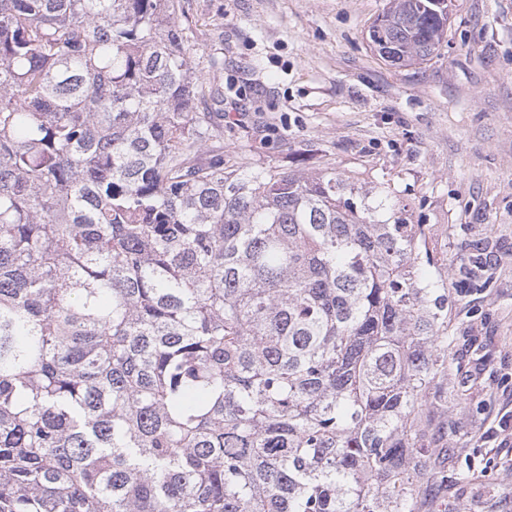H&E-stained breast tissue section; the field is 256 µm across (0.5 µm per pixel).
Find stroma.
I'll use <instances>...</instances> for the list:
<instances>
[{
	"instance_id": "stroma-1",
	"label": "stroma",
	"mask_w": 512,
	"mask_h": 512,
	"mask_svg": "<svg viewBox=\"0 0 512 512\" xmlns=\"http://www.w3.org/2000/svg\"><path fill=\"white\" fill-rule=\"evenodd\" d=\"M388 0H186L224 51V156L362 172L423 225L448 282V481L418 512H512V0H453L423 63L383 60Z\"/></svg>"
}]
</instances>
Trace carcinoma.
I'll return each mask as SVG.
<instances>
[{"instance_id": "1", "label": "carcinoma", "mask_w": 512, "mask_h": 512, "mask_svg": "<svg viewBox=\"0 0 512 512\" xmlns=\"http://www.w3.org/2000/svg\"><path fill=\"white\" fill-rule=\"evenodd\" d=\"M447 33L390 0L368 40ZM204 36L181 0H0V512H415L448 263L385 189L224 160Z\"/></svg>"}]
</instances>
